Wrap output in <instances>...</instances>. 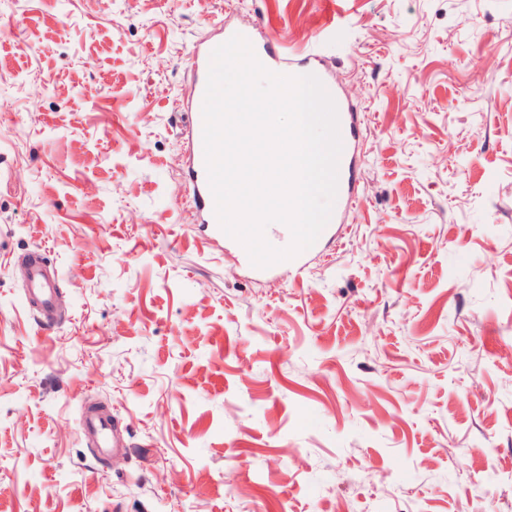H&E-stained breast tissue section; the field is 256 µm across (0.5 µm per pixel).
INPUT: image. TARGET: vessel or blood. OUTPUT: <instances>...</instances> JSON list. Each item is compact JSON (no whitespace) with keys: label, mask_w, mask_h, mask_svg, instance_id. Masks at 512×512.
Returning <instances> with one entry per match:
<instances>
[{"label":"vessel or blood","mask_w":512,"mask_h":512,"mask_svg":"<svg viewBox=\"0 0 512 512\" xmlns=\"http://www.w3.org/2000/svg\"><path fill=\"white\" fill-rule=\"evenodd\" d=\"M226 36L242 35L249 40L258 60L270 71L288 73L291 75L312 74L318 79H325L326 74L317 57L307 58L304 65L284 67L279 51L274 47L270 38L258 36L255 29L244 27L241 29L228 28ZM215 42L199 43L191 51L190 76L193 83L194 106L202 108L209 71V61ZM339 131L342 141V152L338 164V188L336 206L332 211L329 223L322 230L315 242L316 248H324L334 239L335 226L341 223L347 207L359 198V177L356 154V139L359 133L358 113L355 107L344 99L335 101ZM193 149L191 162L187 173V187L194 200L199 213L200 221L212 225L214 234H221L222 229L217 225L215 216V202L211 192L205 165L203 146V120L195 118L193 126ZM57 279L48 277L45 273V258L42 254L34 252L29 256V275L27 278L26 296L36 303L40 313V328L42 331H51L56 323L54 317V301L57 293ZM80 431L83 435L93 437L99 450H107L111 446L117 425L110 415L86 410L83 411L79 421Z\"/></svg>","instance_id":"vessel-or-blood-1"}]
</instances>
